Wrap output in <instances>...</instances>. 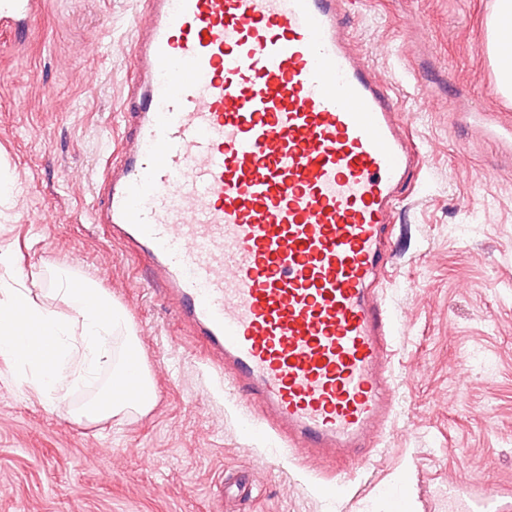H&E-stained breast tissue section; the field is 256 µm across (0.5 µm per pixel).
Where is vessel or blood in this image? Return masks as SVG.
Wrapping results in <instances>:
<instances>
[{"label":"vessel or blood","instance_id":"1","mask_svg":"<svg viewBox=\"0 0 512 512\" xmlns=\"http://www.w3.org/2000/svg\"><path fill=\"white\" fill-rule=\"evenodd\" d=\"M359 2L146 0L141 83L94 210L150 255V285L320 495L337 457L398 419L387 229L421 163L349 36ZM39 6L0 0V24L21 35ZM448 503L512 512L497 492Z\"/></svg>","mask_w":512,"mask_h":512}]
</instances>
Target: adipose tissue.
Here are the masks:
<instances>
[{"mask_svg": "<svg viewBox=\"0 0 512 512\" xmlns=\"http://www.w3.org/2000/svg\"><path fill=\"white\" fill-rule=\"evenodd\" d=\"M489 50L500 88L512 91V55L500 49L512 38V0H497L490 20ZM55 291L70 309L61 316L37 301L31 289L0 290V358L48 400L72 392L90 396L72 413L74 421L104 426L129 413H148L157 394L124 310L109 294L62 268Z\"/></svg>", "mask_w": 512, "mask_h": 512, "instance_id": "adipose-tissue-1", "label": "adipose tissue"}]
</instances>
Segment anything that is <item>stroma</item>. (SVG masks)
<instances>
[{
	"instance_id": "stroma-1",
	"label": "stroma",
	"mask_w": 512,
	"mask_h": 512,
	"mask_svg": "<svg viewBox=\"0 0 512 512\" xmlns=\"http://www.w3.org/2000/svg\"><path fill=\"white\" fill-rule=\"evenodd\" d=\"M0 51V283L50 287L68 267L123 308L158 399L106 429L52 404L0 358V512H448L452 486L512 489V150L474 118L512 122L488 51L496 0H365L354 33L396 84L423 160L389 226L401 421L385 451L336 463L340 496L314 493L232 410L190 327L136 292L147 255L112 239L93 206L126 129L133 17L144 0H44Z\"/></svg>"
}]
</instances>
